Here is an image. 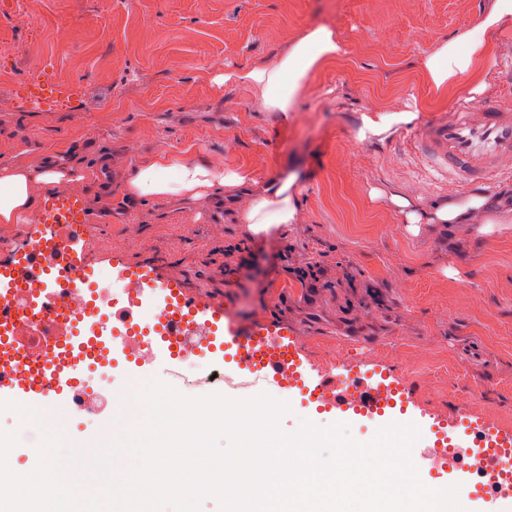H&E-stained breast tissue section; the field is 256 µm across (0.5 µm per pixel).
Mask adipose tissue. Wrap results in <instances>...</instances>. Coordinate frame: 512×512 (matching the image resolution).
<instances>
[{
	"label": "adipose tissue",
	"instance_id": "obj_1",
	"mask_svg": "<svg viewBox=\"0 0 512 512\" xmlns=\"http://www.w3.org/2000/svg\"><path fill=\"white\" fill-rule=\"evenodd\" d=\"M512 22V0H491L480 20L454 38L444 40L414 64L418 78L431 91L429 103H412L402 108L376 106L360 113L356 138L363 143L384 141L399 128L414 125L429 106H446L461 93L480 95L492 86L488 58L496 47L492 35ZM345 53L335 31L326 25L304 30L288 52L270 64L231 68L224 73L230 86H246L258 93L266 111L288 114L295 111L312 73ZM68 173L63 169L30 171L0 166V224H19L35 202L33 188L59 185ZM251 176L236 167L214 168L197 161H185L161 153L132 167L126 190L133 196H178L201 199L223 195L234 197L249 191V203L238 216L253 235L267 234L271 228L297 223L299 199L297 174L270 180L263 189L251 191ZM392 203L410 224H487L512 222V214H495L494 203L483 189L463 196L441 199L430 207L410 208L400 195Z\"/></svg>",
	"mask_w": 512,
	"mask_h": 512
}]
</instances>
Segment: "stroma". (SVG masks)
<instances>
[{
    "label": "stroma",
    "instance_id": "1",
    "mask_svg": "<svg viewBox=\"0 0 512 512\" xmlns=\"http://www.w3.org/2000/svg\"><path fill=\"white\" fill-rule=\"evenodd\" d=\"M487 0H0V165L71 169L102 261H162L247 321L270 312L296 326L311 360L341 347L347 368H392L433 415L467 411L512 431V223L409 224L391 201L424 208L458 188L409 149L413 127L362 143L371 104L429 101L416 58L469 27ZM336 30L347 54L314 74L289 120L263 111L225 69L269 62L311 26ZM40 81L80 93L34 112ZM84 114L76 125L71 113ZM166 151L257 183L295 169L297 223L254 238L235 200L128 196L126 175ZM139 225L128 239L124 225ZM246 242L251 264L217 252ZM321 260L319 283L293 268Z\"/></svg>",
    "mask_w": 512,
    "mask_h": 512
}]
</instances>
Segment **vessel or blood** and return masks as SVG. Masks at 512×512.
<instances>
[{
  "label": "vessel or blood",
  "instance_id": "obj_1",
  "mask_svg": "<svg viewBox=\"0 0 512 512\" xmlns=\"http://www.w3.org/2000/svg\"><path fill=\"white\" fill-rule=\"evenodd\" d=\"M413 142L433 170L462 188L511 176L512 100L461 97L448 113L418 130ZM32 226L37 231L33 241L0 251V401L70 416L77 411L72 392L84 374L82 345L73 331L49 334L38 362L30 363L15 331L12 303L23 292L27 305L57 312L66 306L65 294L82 293L95 274L93 263L85 258L94 226L83 195L58 189L44 196ZM111 269L114 282L135 289L140 300L165 308L155 327L158 339L136 361L152 375L170 376L176 344L186 336L204 334L217 341L225 362L272 379L283 393L307 392L312 404L328 411L371 419L409 401L405 383L391 381L389 372L345 375L317 370L296 327L268 317L241 321L223 300L188 288L157 264L122 260ZM464 427L465 438L453 445V455L465 465L480 460L484 493L500 512H512V476L502 469L512 436L481 421L465 422Z\"/></svg>",
  "mask_w": 512,
  "mask_h": 512
}]
</instances>
